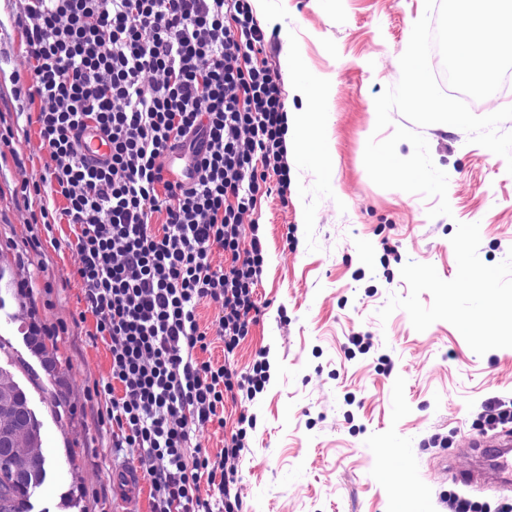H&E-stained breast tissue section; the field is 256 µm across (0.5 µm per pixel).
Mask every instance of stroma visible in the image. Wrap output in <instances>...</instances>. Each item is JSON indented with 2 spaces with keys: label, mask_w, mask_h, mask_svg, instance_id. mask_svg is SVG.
I'll use <instances>...</instances> for the list:
<instances>
[{
  "label": "stroma",
  "mask_w": 512,
  "mask_h": 512,
  "mask_svg": "<svg viewBox=\"0 0 512 512\" xmlns=\"http://www.w3.org/2000/svg\"><path fill=\"white\" fill-rule=\"evenodd\" d=\"M18 0H0V367L16 375L43 424L54 464L32 512H151V480L132 492L115 474L138 470V451L112 446L107 339L87 312L65 200L40 185L51 160L39 125L18 118L30 78ZM424 0H258L261 24L279 29L267 53L292 112H321L319 131L287 148V200L258 198L251 219L267 260L256 298L261 315L234 350L238 370L258 358L267 381L253 399L224 402L223 425L191 443L215 456L238 430L235 462L242 512H449L448 497L512 512V490L464 486L467 439L484 432L497 404L512 402V174L505 160L469 143L461 129L423 128L448 175L451 216L435 204L375 185L363 163L374 99L400 78ZM296 53L329 89L324 103L287 90ZM47 329L60 375L41 373L25 333ZM363 344H354V337Z\"/></svg>",
  "instance_id": "stroma-1"
}]
</instances>
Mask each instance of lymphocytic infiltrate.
Returning <instances> with one entry per match:
<instances>
[{"mask_svg": "<svg viewBox=\"0 0 512 512\" xmlns=\"http://www.w3.org/2000/svg\"><path fill=\"white\" fill-rule=\"evenodd\" d=\"M19 2L48 187L67 202L85 302L97 335L111 339L102 392L114 445L138 449L152 512H240L241 438L217 457L199 453L214 481L206 498L185 452L194 427L222 423L225 396L267 379L262 360L241 375L197 358L208 342L196 307H217L228 354L260 314L265 244L243 217L289 187L286 104L267 64L273 35L251 0ZM89 128L107 139L102 160L81 152ZM173 158L190 164L189 181L167 175ZM216 250L223 266L212 264Z\"/></svg>", "mask_w": 512, "mask_h": 512, "instance_id": "f902f5d3", "label": "lymphocytic infiltrate"}]
</instances>
